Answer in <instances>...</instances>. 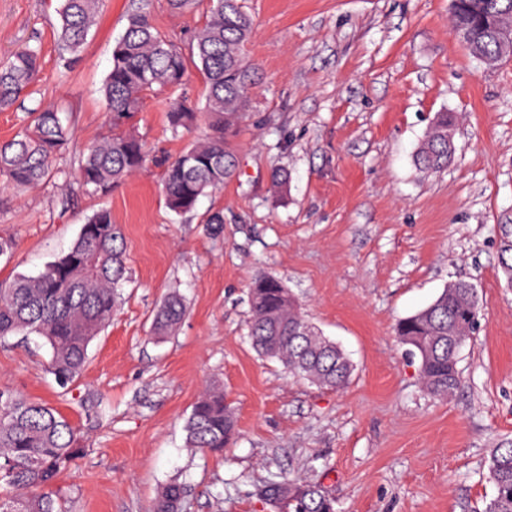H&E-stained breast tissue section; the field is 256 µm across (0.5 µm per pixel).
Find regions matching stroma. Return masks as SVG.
Instances as JSON below:
<instances>
[{
    "instance_id": "1",
    "label": "stroma",
    "mask_w": 512,
    "mask_h": 512,
    "mask_svg": "<svg viewBox=\"0 0 512 512\" xmlns=\"http://www.w3.org/2000/svg\"><path fill=\"white\" fill-rule=\"evenodd\" d=\"M57 0H0V60L42 54L39 91L0 112V141L36 105L59 108L82 150L108 130L101 88L130 0H105L80 61L59 75ZM248 58L261 82L234 142L237 170L183 216L170 212L156 165L111 196L74 189L69 158L38 188H0V283L67 251L109 206L129 280L81 377L60 385L33 335L0 341V387L58 409L82 451L55 484L64 512H153L172 482L184 512H278L257 495L281 473L317 484L336 512H481L495 489L488 459L512 442V288L499 227L512 224V59L489 66L455 37L449 0H243ZM167 100L147 98L135 130L151 156H173ZM457 116L446 169L414 155L435 113ZM288 175L281 191L273 171ZM222 223H211L214 213ZM282 281L304 315L355 365L339 390L289 375L248 338V289ZM456 280L473 283L479 320L462 348L461 386L423 389L401 318ZM185 319L153 334L164 300ZM223 390L237 435L223 452L186 444L204 389Z\"/></svg>"
}]
</instances>
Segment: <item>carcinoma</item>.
I'll return each mask as SVG.
<instances>
[{"mask_svg":"<svg viewBox=\"0 0 512 512\" xmlns=\"http://www.w3.org/2000/svg\"><path fill=\"white\" fill-rule=\"evenodd\" d=\"M102 0H58L55 34L64 51L60 74L79 59ZM452 23L467 24L485 56L496 53L494 37L481 20L491 13L512 14V0H460ZM254 22L242 0H207L201 25L189 43L176 33L160 31L150 0H136L127 27L112 49L102 96L109 133L74 157L78 188L105 197L123 179L147 164L143 141L132 121L143 101L154 94L169 95L167 122L174 134L190 132L204 122L207 131L182 153L164 163L163 192L167 208L179 215L196 208L200 198L224 186L236 168L232 137L250 107V90L261 81L259 69L246 60ZM202 83L203 104L192 96L189 68ZM40 49L27 47L0 61V111L12 109L39 79ZM30 121L14 138L0 142V185L24 189L39 185L68 150L69 130L61 112L36 107ZM456 126L452 112H437L416 153V164L427 172L448 166L454 142L448 132ZM499 263L512 280V229L503 225ZM124 239L101 207L81 225L67 252L47 263L36 275H17L0 285V339L34 333L50 347L49 367L59 383L75 381L87 359L90 343L112 319L117 288L126 280ZM186 314L178 295L169 296L153 320L157 336L171 334ZM477 289L455 281L427 307L400 320L395 328L403 345L420 358L423 388L446 398L461 384L460 346L478 322ZM249 336L256 352L279 361L289 374L321 387L341 389L353 365L336 342L322 335L303 314L282 282L262 275L249 287ZM187 447L220 452L236 435V421L224 392L205 391L186 422ZM80 434L47 404L0 389V512H58L53 490L62 470L80 454ZM488 472L496 493L483 512H512V446L495 448ZM278 496L281 512H335L334 500L313 483L296 484L274 474L265 482ZM184 488L164 487L154 512H181Z\"/></svg>","mask_w":512,"mask_h":512,"instance_id":"cac0c4a2","label":"carcinoma"}]
</instances>
